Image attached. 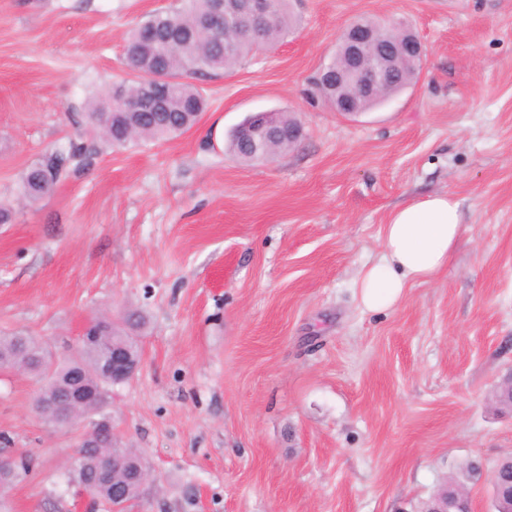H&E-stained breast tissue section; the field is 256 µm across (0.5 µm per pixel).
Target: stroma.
<instances>
[{
	"label": "stroma",
	"mask_w": 512,
	"mask_h": 512,
	"mask_svg": "<svg viewBox=\"0 0 512 512\" xmlns=\"http://www.w3.org/2000/svg\"><path fill=\"white\" fill-rule=\"evenodd\" d=\"M174 0H0V335L78 353L102 308L137 311L140 364L110 391L118 444L154 480L127 512H420L474 463L472 512L512 454V0H292L287 41L197 78L207 107L158 143L101 147L34 204L27 166L78 139L85 103L131 79L124 38ZM410 26L418 81L331 111L311 80L353 21ZM292 112L301 142L245 165L250 113ZM433 193L462 200L447 267L393 309L355 283L382 224ZM27 372L0 373V448L27 456L13 512H90L62 478L80 432L46 426ZM247 123V119L244 120L236 129L232 132L227 150L237 160L243 163H259L264 160L257 158L252 151L251 145L244 136L243 130L240 128Z\"/></svg>",
	"instance_id": "1"
}]
</instances>
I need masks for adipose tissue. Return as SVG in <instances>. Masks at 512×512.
Instances as JSON below:
<instances>
[{"label":"adipose tissue","instance_id":"adipose-tissue-1","mask_svg":"<svg viewBox=\"0 0 512 512\" xmlns=\"http://www.w3.org/2000/svg\"><path fill=\"white\" fill-rule=\"evenodd\" d=\"M462 232L461 204L445 193L392 210L382 227L381 256L356 283L364 309H390L410 282L435 278L446 268Z\"/></svg>","mask_w":512,"mask_h":512}]
</instances>
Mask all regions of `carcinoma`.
<instances>
[{"label": "carcinoma", "mask_w": 512, "mask_h": 512, "mask_svg": "<svg viewBox=\"0 0 512 512\" xmlns=\"http://www.w3.org/2000/svg\"><path fill=\"white\" fill-rule=\"evenodd\" d=\"M290 0H270V10L260 28L261 37H237L231 52H224V37L208 32L205 27L215 0H177L164 11L147 15L130 32L125 45L127 66L137 79L126 85L115 86L86 102L89 132L113 147H124L139 142H161L195 125L206 107L203 90L185 82L187 74L211 76L227 73L244 60L284 41L295 27L296 20L289 8ZM163 69L171 78L164 97L138 114L122 109L120 100L141 92L144 76ZM416 78L413 64H405L395 73L376 99L363 101L365 108L377 106L392 94L409 85ZM228 152L243 163H258L251 145L241 128H236L227 145ZM88 149L76 142L57 147L42 154L24 173L20 193L30 202H37L51 194L54 186L66 173L67 163L84 159ZM12 360V368L34 373L41 383L42 398L48 399L57 385L72 378L75 373L94 388L109 397L110 385L101 374V352L85 348L71 359L61 360L34 336L22 339L14 334L0 336V359ZM114 448L106 442L98 448H77L80 455L76 467L67 472V481L73 485H94L102 507L112 508V486H123L127 492L124 502L137 498L142 487L133 482V472L144 465L140 454L122 449V461L112 463ZM29 472L26 462L0 463V492L23 480Z\"/></svg>", "instance_id": "cac0c4a2"}]
</instances>
